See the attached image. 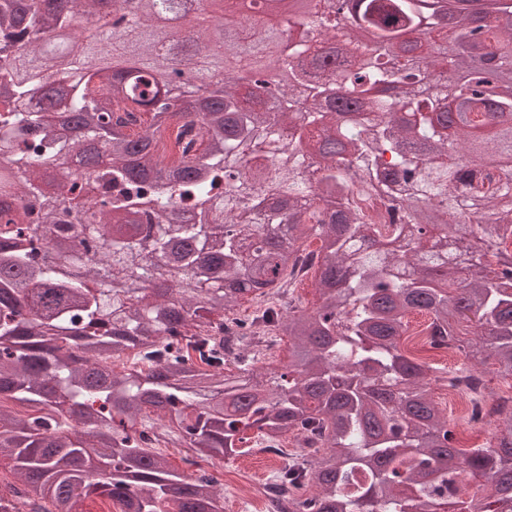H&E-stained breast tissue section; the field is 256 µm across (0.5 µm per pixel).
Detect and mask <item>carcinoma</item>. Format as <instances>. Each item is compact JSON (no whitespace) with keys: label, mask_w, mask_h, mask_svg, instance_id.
<instances>
[{"label":"carcinoma","mask_w":512,"mask_h":512,"mask_svg":"<svg viewBox=\"0 0 512 512\" xmlns=\"http://www.w3.org/2000/svg\"><path fill=\"white\" fill-rule=\"evenodd\" d=\"M57 2L0 0V459L14 477L0 512H78L92 495L115 512H224L216 479L149 446L150 418L209 460L293 435L300 451L269 482L299 496L273 512H512V408L492 409L495 443L457 448L429 394L469 391L477 423V365L512 377V0L451 14L355 0L343 17L317 0L302 39L259 17L222 58L203 26L182 47L200 84L229 58L290 80L271 102L226 77L189 108L150 88L168 71L157 0L96 40L83 28L100 0ZM355 24L370 39H351ZM53 28L75 32L61 70L37 39ZM462 208L481 218L465 263L448 259ZM307 264L315 311L290 296L238 323L240 343L288 337V365L225 356L235 303ZM414 312L462 366L437 376L407 355ZM465 472L490 488L472 506L454 497Z\"/></svg>","instance_id":"1"}]
</instances>
